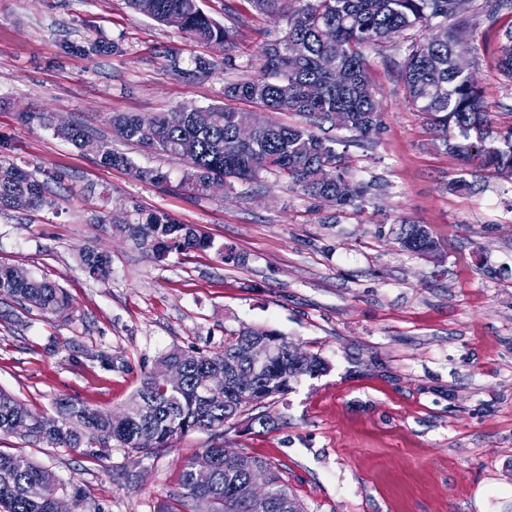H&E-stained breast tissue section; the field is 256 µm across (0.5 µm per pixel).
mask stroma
<instances>
[{"label": "stroma", "instance_id": "obj_1", "mask_svg": "<svg viewBox=\"0 0 512 512\" xmlns=\"http://www.w3.org/2000/svg\"><path fill=\"white\" fill-rule=\"evenodd\" d=\"M233 2V20L224 0L199 2L231 30L229 50L125 0H0V156L27 164L51 200L0 212V262L69 302L57 315L17 307L0 318V388L46 415L63 395L117 412L162 354L220 351L244 326L279 331L327 371L266 403L269 430L192 431L149 455L17 433L0 435V451L52 472L70 512H160L182 495L184 464L218 443L277 465L306 512H512V178L447 152L408 101L396 65L428 30L367 53L383 125L336 147L371 187L362 206H326L266 171L197 194L185 164L113 138L112 113L221 105L226 83L259 74L262 46L288 19ZM511 27L480 17L471 32L470 73L502 132L512 86L494 49ZM90 39L116 50L78 54ZM198 57L221 66L189 76ZM61 122L110 139L162 180L100 166L55 136ZM460 178L466 188L449 189ZM142 210L199 227L213 248L159 261L99 221L133 224ZM406 220L429 230L435 256L400 247ZM92 248L112 259L107 280L82 264Z\"/></svg>", "mask_w": 512, "mask_h": 512}]
</instances>
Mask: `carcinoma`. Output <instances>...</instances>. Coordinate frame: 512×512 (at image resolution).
<instances>
[{"mask_svg": "<svg viewBox=\"0 0 512 512\" xmlns=\"http://www.w3.org/2000/svg\"><path fill=\"white\" fill-rule=\"evenodd\" d=\"M265 14L289 13L288 30L261 50V75L224 86V97L254 103L261 115L249 138L237 130V112L222 105H183L156 117L151 134L143 133L138 115L114 112L108 122L112 136L166 154L188 166L186 184L204 191L213 180L254 179L262 171L275 170L304 193L317 199L336 193V183L349 180L336 139L315 131L324 124L334 127L338 112L347 114L345 130L360 141H369L382 127V105L376 97L365 63L367 51L405 30H427L446 24L448 34L415 43L399 65L406 96L416 109L429 116L432 130L445 149L512 178V128L493 133L481 88L458 66V57L471 54L470 20L461 17L456 0H302L288 12L291 0H249ZM128 6L159 23L175 24L195 39L224 43L230 33L199 6L198 0H127ZM512 13V0H482L478 14L491 19ZM499 73L512 83V28L494 50ZM220 63L197 58L187 74L212 73ZM272 112H295L309 117L308 125L271 121ZM54 134L78 149L94 137L79 125ZM98 161L105 167L135 168L126 155L97 141ZM369 186L351 181L350 194L341 207H359ZM49 205L44 184L33 173L10 159L0 158V210ZM137 244L163 260L171 253L184 254L214 247V242L189 224H180L160 211L139 214L135 224H115ZM402 248L419 256L436 254V242L422 224H406ZM87 272L105 279L111 259L96 249L83 254ZM14 302L44 314H56L68 306L65 292L54 283L32 276L22 278L12 265L0 264V303ZM280 349L259 371L252 396L229 385V376L250 366L247 351L261 333L251 326L224 339V349L212 355L186 357L172 350L145 373L122 416L91 408L69 397L55 402V414L41 415L28 409L10 392L0 389V434L27 435L48 444L79 448L83 444L104 447L115 442L123 448L150 453L189 431H218L237 420L249 408L292 389L304 376L315 377L328 369L325 360L312 355L300 364L288 355L291 341L276 330ZM178 364L184 369L182 385L174 389L159 376L160 368ZM207 372L216 373L222 392L211 398L199 395V383ZM214 457L207 475L185 465L181 484L185 497L206 505L209 512H304L277 466L244 454L224 458V449L211 446ZM263 466L269 474L265 506L261 509L233 497L235 486L245 479L247 465ZM56 479L21 455L0 453V512H53Z\"/></svg>", "mask_w": 512, "mask_h": 512, "instance_id": "obj_1", "label": "carcinoma"}]
</instances>
